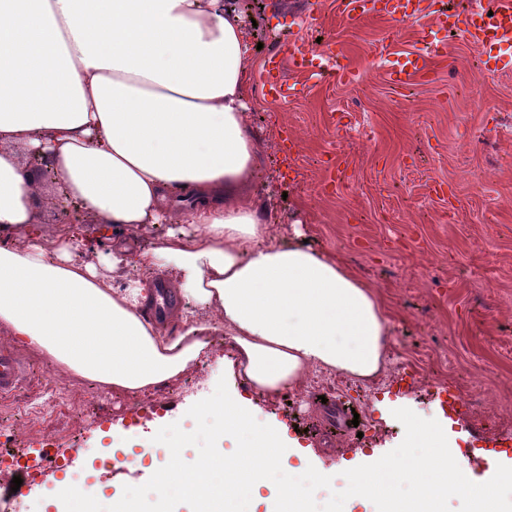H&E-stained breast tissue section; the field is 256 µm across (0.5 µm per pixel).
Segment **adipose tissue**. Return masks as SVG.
Instances as JSON below:
<instances>
[{"label": "adipose tissue", "instance_id": "ef3b65f1", "mask_svg": "<svg viewBox=\"0 0 512 512\" xmlns=\"http://www.w3.org/2000/svg\"><path fill=\"white\" fill-rule=\"evenodd\" d=\"M251 62L235 0H0V328L20 347L132 394L220 331L268 398L316 368L382 372L378 295L307 244L269 241L275 217L250 193ZM32 152L54 156L67 196L101 224L181 232L136 254L115 242L104 274L73 235L46 250ZM157 269L194 304L176 333L147 316Z\"/></svg>", "mask_w": 512, "mask_h": 512}]
</instances>
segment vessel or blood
I'll use <instances>...</instances> for the list:
<instances>
[{"mask_svg":"<svg viewBox=\"0 0 512 512\" xmlns=\"http://www.w3.org/2000/svg\"><path fill=\"white\" fill-rule=\"evenodd\" d=\"M425 11V0H340L339 4V17L349 25L371 16L399 25L421 18ZM450 29L479 48L488 74L512 70V0H492L491 6H473L463 13L435 12L432 24L421 29V39L430 46H439V33ZM290 58L294 68L310 71L316 70L318 61H329L333 79L342 85L355 83L358 77L349 60L328 50L315 52L296 45L290 50ZM431 71L430 56L420 53L402 54L386 63L387 80L399 89L423 80ZM27 375L24 358L1 345L0 398L13 394Z\"/></svg>","mask_w":512,"mask_h":512,"instance_id":"b4317fda","label":"vessel or blood"}]
</instances>
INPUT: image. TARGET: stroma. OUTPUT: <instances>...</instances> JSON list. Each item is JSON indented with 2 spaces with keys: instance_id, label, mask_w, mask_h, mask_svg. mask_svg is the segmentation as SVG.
<instances>
[{
  "instance_id": "1",
  "label": "stroma",
  "mask_w": 512,
  "mask_h": 512,
  "mask_svg": "<svg viewBox=\"0 0 512 512\" xmlns=\"http://www.w3.org/2000/svg\"><path fill=\"white\" fill-rule=\"evenodd\" d=\"M238 8L256 47L247 123L260 146L254 189L279 218L272 235L282 244L307 239L378 294L392 328L386 385L367 398L352 391L336 397L359 424L329 440L316 392L300 383L274 399L259 396L231 370L235 354L227 347L209 349L171 380L165 398L117 394L24 351L31 399H0V422L53 436L67 460L61 471L23 474L26 512H65L57 494L70 474L97 481L96 457L125 445L133 431L151 444L152 458L112 474L99 501L111 505L114 489L144 484L162 459L153 435L173 422L193 431L187 410L221 379L252 401L261 422L303 448L310 464L329 471L336 488L343 471L402 442L404 427L393 415L402 407L447 423L460 467L484 474L491 453L512 466V72L488 75L478 48L457 35L446 38L430 80L395 89L383 57L420 50L419 31L431 15L398 27L380 18L352 27L340 20L336 0H238ZM296 38L344 52L359 81L336 86L288 66L296 95L267 94L269 57L287 59ZM287 135L298 142L289 158ZM334 155L343 175L329 163ZM334 176L340 186L327 190ZM79 220L80 258L93 263L115 240L141 251L180 230L110 231L86 212ZM428 380L438 398L423 389ZM141 402L150 403V415L137 413Z\"/></svg>"
}]
</instances>
